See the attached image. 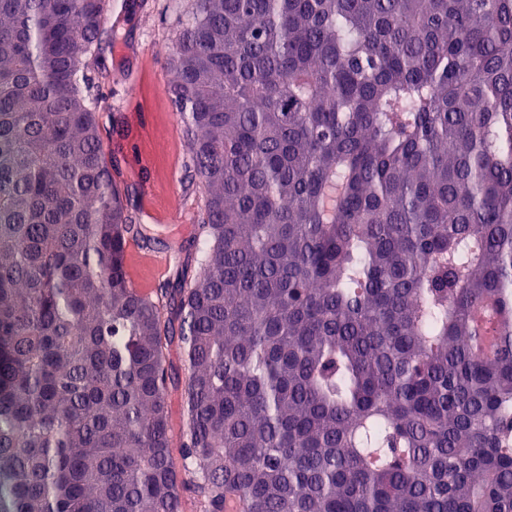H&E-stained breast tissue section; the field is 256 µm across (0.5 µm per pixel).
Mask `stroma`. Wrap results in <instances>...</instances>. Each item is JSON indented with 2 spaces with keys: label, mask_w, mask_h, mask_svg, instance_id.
<instances>
[{
  "label": "stroma",
  "mask_w": 512,
  "mask_h": 512,
  "mask_svg": "<svg viewBox=\"0 0 512 512\" xmlns=\"http://www.w3.org/2000/svg\"><path fill=\"white\" fill-rule=\"evenodd\" d=\"M190 0H112L106 27L116 42H102L95 63L86 76L98 100L105 144L127 129L129 163L122 180L135 200L153 190L154 203L164 207L177 196L174 220L144 213L143 221L158 235L154 251L169 256L172 248L188 237L197 221L199 178L185 146L184 127L166 92L171 79L168 58L171 45L189 18Z\"/></svg>",
  "instance_id": "obj_1"
}]
</instances>
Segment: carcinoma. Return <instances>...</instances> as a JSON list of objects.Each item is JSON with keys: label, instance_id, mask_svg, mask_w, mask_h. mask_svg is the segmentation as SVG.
Instances as JSON below:
<instances>
[{"label": "carcinoma", "instance_id": "obj_1", "mask_svg": "<svg viewBox=\"0 0 512 512\" xmlns=\"http://www.w3.org/2000/svg\"><path fill=\"white\" fill-rule=\"evenodd\" d=\"M104 33L0 0V512H512V0H191L147 297Z\"/></svg>", "mask_w": 512, "mask_h": 512}]
</instances>
